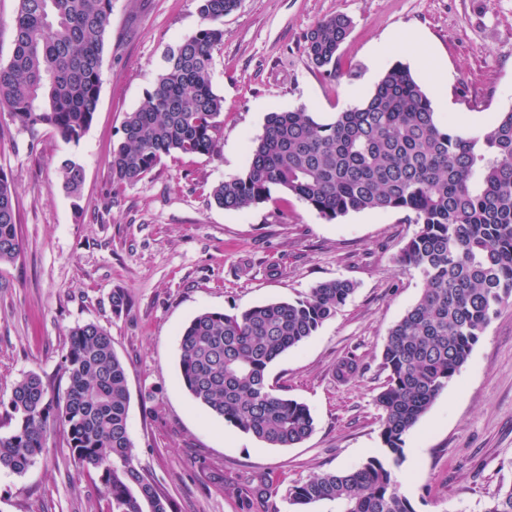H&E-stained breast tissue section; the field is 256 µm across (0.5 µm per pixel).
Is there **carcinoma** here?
I'll return each instance as SVG.
<instances>
[{"label": "carcinoma", "instance_id": "obj_1", "mask_svg": "<svg viewBox=\"0 0 512 512\" xmlns=\"http://www.w3.org/2000/svg\"><path fill=\"white\" fill-rule=\"evenodd\" d=\"M238 2L199 0L200 27L167 49L152 90L125 117L123 140L112 149L113 186L141 181L167 157L219 153L224 98L212 86L213 52ZM111 14L112 0H18L13 49L0 64V108L15 125L31 133L48 127L67 143L80 142L98 106ZM350 26L343 14L312 25L304 50L316 68L333 73ZM59 172L62 188L80 197L83 165L68 157ZM274 189L330 221L399 211L417 226L398 262L420 272L424 289L382 349L377 406L386 457L315 474L288 492L295 512L316 504L332 512H415L393 472L404 459V437L512 298V110L461 135L437 120L426 90L395 63L361 103L330 122L304 106L268 113L248 166L214 185L210 197L238 211L269 201ZM21 252L17 189L1 170L0 264ZM354 291L352 282L335 279L296 300L197 314L180 337L184 387L199 405L270 447L303 443L315 430L311 411L277 393L268 368L315 335ZM61 367L68 378L63 403L48 397L34 372L0 398L15 421L0 435V467L25 473L60 430L79 468L94 471L106 488L109 512H169L167 496L134 463L127 375L109 332L95 323L72 328ZM357 369L345 357L336 374L347 381ZM482 512H512V484L498 488Z\"/></svg>", "mask_w": 512, "mask_h": 512}]
</instances>
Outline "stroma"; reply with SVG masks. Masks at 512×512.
<instances>
[{
    "mask_svg": "<svg viewBox=\"0 0 512 512\" xmlns=\"http://www.w3.org/2000/svg\"><path fill=\"white\" fill-rule=\"evenodd\" d=\"M339 13L353 26L329 76L311 64L304 37ZM200 24L198 0H112L98 108L79 145L46 127L21 130L0 113V170L18 189L23 242L15 262L0 264V397L33 371L62 400L69 332L96 323L126 370L135 461L172 512H250L239 491L263 473L274 493L251 512H292V485L384 454L381 353L423 290L420 273L396 261L416 227L398 211L330 222L278 190L264 204L226 211L210 190L247 166L268 112L304 105L331 119L353 105L350 87L369 93L397 62L416 77L428 65L447 68L446 85L426 87L439 122L464 135L489 125L512 110V0H240L213 55V88L224 99L219 154L168 157L114 189L109 161L127 113L152 89L167 49ZM388 37L400 48L379 54ZM69 156L85 170L78 199L61 186ZM334 279L353 281V296L268 370L283 395L309 407L315 430L305 442L268 446L194 402L180 379L179 340L195 315L293 300ZM116 288L131 298L118 316ZM347 355L360 372L342 383L336 363ZM404 453L400 490L416 512H481L512 482L511 303L406 435ZM107 507L105 488L80 472L62 435L25 474L0 469V512Z\"/></svg>",
    "mask_w": 512,
    "mask_h": 512,
    "instance_id": "1",
    "label": "stroma"
}]
</instances>
